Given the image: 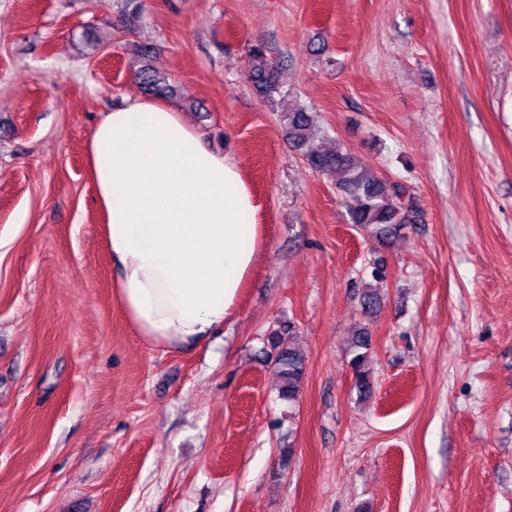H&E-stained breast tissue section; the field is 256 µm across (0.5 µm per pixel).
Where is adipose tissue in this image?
<instances>
[{"label": "adipose tissue", "instance_id": "1", "mask_svg": "<svg viewBox=\"0 0 512 512\" xmlns=\"http://www.w3.org/2000/svg\"><path fill=\"white\" fill-rule=\"evenodd\" d=\"M88 156L114 295L136 335L176 349L221 331L261 246L237 160L211 150L176 106L143 98L103 113Z\"/></svg>", "mask_w": 512, "mask_h": 512}]
</instances>
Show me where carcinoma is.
<instances>
[{
    "label": "carcinoma",
    "instance_id": "cac0c4a2",
    "mask_svg": "<svg viewBox=\"0 0 512 512\" xmlns=\"http://www.w3.org/2000/svg\"><path fill=\"white\" fill-rule=\"evenodd\" d=\"M140 53L143 64L136 76L144 89L157 97L173 96L174 89L168 77L150 63V49L145 47ZM248 79L272 104H280L276 100L280 95L277 70L265 60L260 48L250 52ZM280 117L288 140L299 150L307 140L322 132L315 114L296 100L281 110ZM303 157L312 169L337 175L336 189L346 198L350 222L367 229L375 238L386 241L397 235L415 214L410 201L403 200L405 187L401 183L370 174L342 146L338 145L331 151L306 152ZM370 348V332L361 326L349 340L348 353L351 355L349 365L355 378L354 386L362 398L370 397L372 391L370 372L366 369ZM270 355L279 381V393L284 399H295L306 372V356L296 343L293 330L273 337Z\"/></svg>",
    "mask_w": 512,
    "mask_h": 512
}]
</instances>
